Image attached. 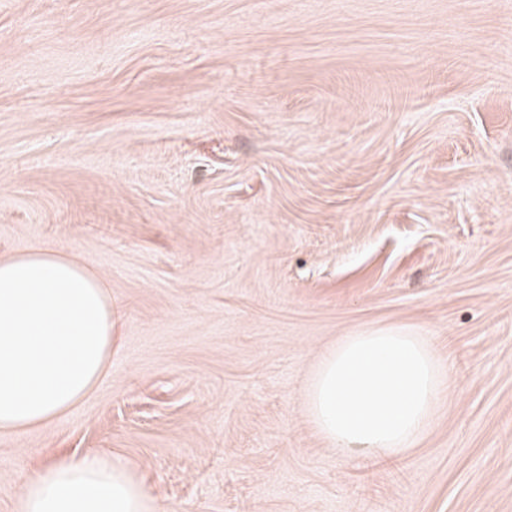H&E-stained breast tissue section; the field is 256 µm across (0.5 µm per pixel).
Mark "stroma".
Listing matches in <instances>:
<instances>
[{
	"label": "stroma",
	"mask_w": 512,
	"mask_h": 512,
	"mask_svg": "<svg viewBox=\"0 0 512 512\" xmlns=\"http://www.w3.org/2000/svg\"><path fill=\"white\" fill-rule=\"evenodd\" d=\"M46 246L118 342L0 431V512L93 451L182 512H512V0H0V257ZM391 328L447 387L383 464L305 393Z\"/></svg>",
	"instance_id": "35a3bbf8"
}]
</instances>
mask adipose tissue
Instances as JSON below:
<instances>
[{
	"label": "adipose tissue",
	"instance_id": "ef3b65f1",
	"mask_svg": "<svg viewBox=\"0 0 512 512\" xmlns=\"http://www.w3.org/2000/svg\"><path fill=\"white\" fill-rule=\"evenodd\" d=\"M120 317L96 273L53 248L0 260V430L50 421L107 376ZM15 512H176L127 460L48 458L21 483Z\"/></svg>",
	"mask_w": 512,
	"mask_h": 512
}]
</instances>
